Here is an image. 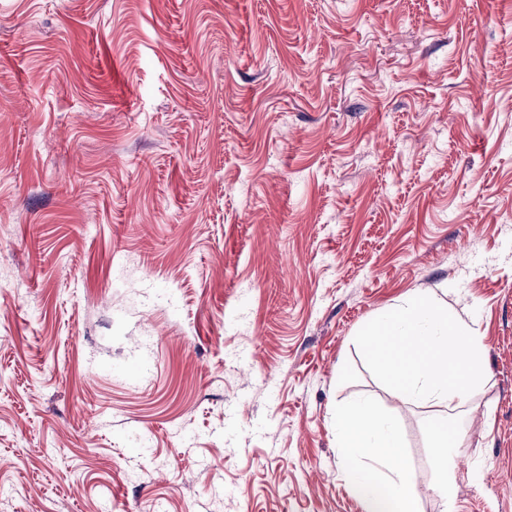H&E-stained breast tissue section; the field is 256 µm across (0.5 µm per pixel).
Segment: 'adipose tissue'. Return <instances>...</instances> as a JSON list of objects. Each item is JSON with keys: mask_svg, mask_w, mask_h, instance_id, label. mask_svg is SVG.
Here are the masks:
<instances>
[{"mask_svg": "<svg viewBox=\"0 0 512 512\" xmlns=\"http://www.w3.org/2000/svg\"><path fill=\"white\" fill-rule=\"evenodd\" d=\"M337 447L342 455L366 457L368 469L350 473L348 483L362 501L365 512H384L386 504L378 487L389 489L397 512H419V494L412 473L404 464L402 444L396 428L365 403L336 412Z\"/></svg>", "mask_w": 512, "mask_h": 512, "instance_id": "obj_1", "label": "adipose tissue"}]
</instances>
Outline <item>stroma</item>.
Wrapping results in <instances>:
<instances>
[{"label": "stroma", "mask_w": 512, "mask_h": 512, "mask_svg": "<svg viewBox=\"0 0 512 512\" xmlns=\"http://www.w3.org/2000/svg\"><path fill=\"white\" fill-rule=\"evenodd\" d=\"M484 338L453 512H512V0H0V512H365L358 331Z\"/></svg>", "instance_id": "35a3bbf8"}]
</instances>
